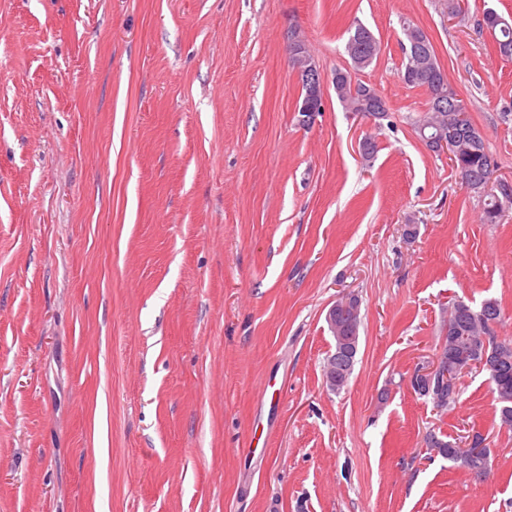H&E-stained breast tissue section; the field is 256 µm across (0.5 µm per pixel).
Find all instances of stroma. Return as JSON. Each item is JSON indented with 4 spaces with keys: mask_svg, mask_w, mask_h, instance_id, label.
I'll return each mask as SVG.
<instances>
[{
    "mask_svg": "<svg viewBox=\"0 0 512 512\" xmlns=\"http://www.w3.org/2000/svg\"><path fill=\"white\" fill-rule=\"evenodd\" d=\"M468 3L0 0V512H512L487 374L442 412L410 387L449 302L497 299L512 338V204L483 222L399 77L408 21L512 185V57L483 24L512 0ZM355 21L387 117L329 86L304 120L291 35L329 76ZM345 292L361 345L335 393ZM468 426L482 482L426 447ZM355 296V294L351 293L343 294L336 300V303L328 310L326 315L327 320L336 328V335L335 332L331 330L335 340V348L332 354L337 352L339 345L338 336H351V349L356 348L352 363H350L349 359H339L336 354L334 355V358H336V393L347 385L353 373L359 350V333L362 324L361 309L358 314H353L351 311H348L345 316L341 315L338 320H336V315L340 310L348 309L350 304L353 303Z\"/></svg>",
    "mask_w": 512,
    "mask_h": 512,
    "instance_id": "stroma-1",
    "label": "stroma"
}]
</instances>
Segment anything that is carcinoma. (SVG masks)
Returning a JSON list of instances; mask_svg holds the SVG:
<instances>
[{
    "mask_svg": "<svg viewBox=\"0 0 512 512\" xmlns=\"http://www.w3.org/2000/svg\"><path fill=\"white\" fill-rule=\"evenodd\" d=\"M485 26L493 32L495 42L501 54L512 55V24L489 10L483 18ZM403 31L408 42L405 47L401 76L404 83L413 88L424 89L428 96V108L415 121L419 138L428 148H433L432 138L437 135L452 134L457 139V151L463 166L457 168L462 181L473 190H480L483 178L493 174L490 169L491 158L488 154L482 132L473 124L467 107L459 99L457 92L448 83V78L440 66L436 51L427 34L418 26L403 22ZM345 51L350 60V67L355 71L367 68L381 53V42L375 34L362 24L349 31ZM336 97L347 112H359L362 101L359 93L351 86H334ZM483 221L495 224L502 217V201L493 192L485 193ZM501 320V308L493 299L485 300L481 306L467 310L462 301L456 300L448 306V326L455 331L457 347H467L469 338L491 329V325ZM361 314L347 312L336 320V335L352 337V346L359 347ZM355 363L336 359V383L329 387L341 391L348 383ZM494 391L501 389L512 393V342L501 348L497 359V368L493 380ZM427 448L440 449L448 453V461L467 472L471 477L485 480L490 471L481 470L483 458L491 454L490 448L484 446L479 454L466 457L450 452V441H445L435 434L426 438Z\"/></svg>",
    "mask_w": 512,
    "mask_h": 512,
    "instance_id": "obj_1",
    "label": "carcinoma"
}]
</instances>
